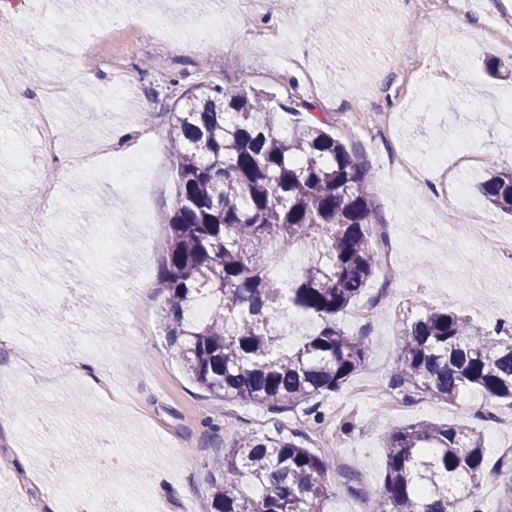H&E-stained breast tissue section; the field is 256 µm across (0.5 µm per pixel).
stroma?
<instances>
[{
    "label": "stroma",
    "mask_w": 512,
    "mask_h": 512,
    "mask_svg": "<svg viewBox=\"0 0 512 512\" xmlns=\"http://www.w3.org/2000/svg\"><path fill=\"white\" fill-rule=\"evenodd\" d=\"M117 36L103 51L95 82H62L52 102L20 75V91L0 106V209L17 222L38 209V196L22 185L52 180L62 207L32 227L21 246L16 226L0 227V254L13 266L0 279V512H206L210 471L224 444L241 430L265 433L274 425L298 427L296 416L271 415L243 402H224L191 383L166 346L159 315L167 227L161 216L175 185L166 112L183 88L212 84L230 91L261 89L293 103L278 124L319 123L369 167L368 189L376 221L390 225L400 258L394 270L378 267L370 288L337 318L347 332L371 345L363 369L326 405L330 420L352 418L355 429L329 458L346 460L369 495L383 486L382 439L390 424L419 421L459 424L455 405L428 399L395 414L374 408L372 394L396 370L398 321L406 311L451 309L477 322L512 314V297L497 281L512 276V257L475 253L454 234L433 243L416 229L428 206L450 207L468 224H508L512 217L487 206L474 188L488 172L512 167V137L503 111L512 105V80L491 79L486 58L512 55L480 33L512 16V0H476L466 12L436 0L422 23L426 41L407 38L411 0H321L308 12L294 0L282 14L279 0H224V30L208 51H197L192 24L203 0H112ZM98 0H57L41 10L24 0L11 14L15 30L26 17L46 15L42 40L53 44L49 65L68 70L89 60L63 16L87 17ZM161 19L182 44L178 51L140 50L122 36L136 18ZM357 25L345 28V18ZM464 27H455V20ZM125 84L124 105L97 106L101 84ZM459 90L473 109L427 107L425 88ZM51 109L63 153L91 139L112 137L128 157L126 170L109 158L96 166H51L24 112ZM389 115L392 126L376 134L361 113ZM79 363L81 372L71 370ZM111 376L112 389L92 385L87 372ZM31 461L29 473L11 467Z\"/></svg>",
    "instance_id": "1"
}]
</instances>
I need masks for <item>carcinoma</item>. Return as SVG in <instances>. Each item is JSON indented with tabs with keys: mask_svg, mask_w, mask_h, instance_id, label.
<instances>
[{
	"mask_svg": "<svg viewBox=\"0 0 512 512\" xmlns=\"http://www.w3.org/2000/svg\"><path fill=\"white\" fill-rule=\"evenodd\" d=\"M296 108L263 91L187 87L170 110L175 194L164 214L161 322L185 373L220 400L270 414L301 412L325 422L327 400L364 367L370 344L337 317L369 286L378 263L367 165L320 127L288 132L275 114ZM485 201L512 213V169L480 183ZM308 248L291 281L278 258ZM206 301L208 316H194ZM317 327L288 345V312ZM389 386L407 400L455 403L478 421L512 409V324L473 322L453 310L402 317L397 372ZM308 431L276 426L224 446L210 473V512H324L336 486ZM383 487L372 512H458L478 497L486 459L481 431L467 424H397L384 436Z\"/></svg>",
	"mask_w": 512,
	"mask_h": 512,
	"instance_id": "1",
	"label": "carcinoma"
}]
</instances>
